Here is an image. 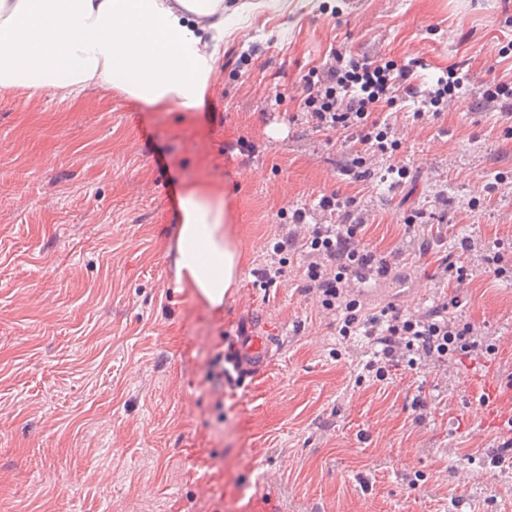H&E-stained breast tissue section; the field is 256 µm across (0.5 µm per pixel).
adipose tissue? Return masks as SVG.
I'll return each mask as SVG.
<instances>
[{"mask_svg":"<svg viewBox=\"0 0 512 512\" xmlns=\"http://www.w3.org/2000/svg\"><path fill=\"white\" fill-rule=\"evenodd\" d=\"M223 38L224 0H0V91L114 89L188 113L213 80ZM179 207L176 283L222 310L243 261L224 187L188 181Z\"/></svg>","mask_w":512,"mask_h":512,"instance_id":"adipose-tissue-1","label":"adipose tissue"}]
</instances>
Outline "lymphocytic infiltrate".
Wrapping results in <instances>:
<instances>
[{"mask_svg":"<svg viewBox=\"0 0 512 512\" xmlns=\"http://www.w3.org/2000/svg\"><path fill=\"white\" fill-rule=\"evenodd\" d=\"M476 92L487 104L511 100L512 82L491 64L479 76L452 67L429 84L419 81L412 64L334 49L322 67L305 75L300 97L302 116L315 130L335 133L355 154L385 155L398 146L391 138L397 103L416 100L415 117L422 120L427 109L439 107L444 99L464 103ZM317 210L334 216V223H311ZM365 226L356 198L335 192L321 196L315 205L295 208L290 223L279 225L271 254L255 274L265 287H274L287 264L298 262L299 292L315 296L323 309L332 312L339 336L362 339L370 354L364 369L376 379L404 364L435 369L457 355L492 359L495 347L484 342L480 328L449 316L448 303L424 312L392 304L377 312L363 309L353 291L365 271L384 278L397 265L431 259L436 264L432 276L439 284L459 286L468 276L467 265L447 256L433 258L429 234L413 235L411 247L397 244L382 250L364 243Z\"/></svg>","mask_w":512,"mask_h":512,"instance_id":"obj_1","label":"lymphocytic infiltrate"}]
</instances>
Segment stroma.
Listing matches in <instances>:
<instances>
[{
	"label": "stroma",
	"mask_w": 512,
	"mask_h": 512,
	"mask_svg": "<svg viewBox=\"0 0 512 512\" xmlns=\"http://www.w3.org/2000/svg\"><path fill=\"white\" fill-rule=\"evenodd\" d=\"M339 45L512 79V0H224L217 76L185 123L106 89L0 97V512H238L255 488L276 512H512L476 384L512 404V278L476 266L447 291L495 361L379 381L295 267L274 288L254 275L282 218L334 191L367 213L365 242L418 220L440 226L442 253L467 234L512 261V117L478 98L423 121L405 106L393 158L367 156L356 180L346 148L296 120L302 77ZM393 161L409 169L395 185ZM190 179L223 184L243 253L219 312L175 283ZM439 294L401 265L361 301L415 311ZM248 323L282 340L216 397V347Z\"/></svg>",
	"instance_id": "stroma-1"
}]
</instances>
